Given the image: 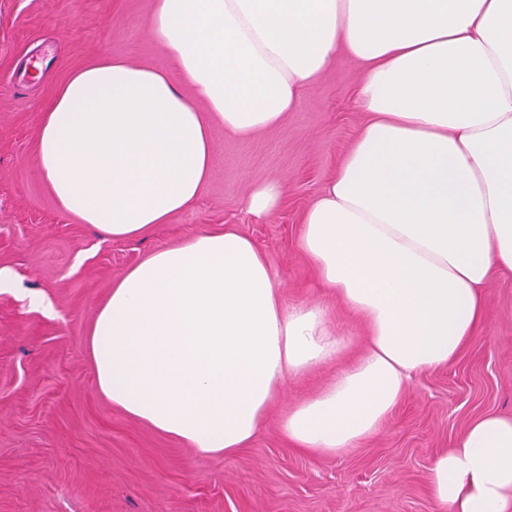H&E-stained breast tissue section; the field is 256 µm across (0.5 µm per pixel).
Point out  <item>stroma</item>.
<instances>
[{
    "mask_svg": "<svg viewBox=\"0 0 512 512\" xmlns=\"http://www.w3.org/2000/svg\"><path fill=\"white\" fill-rule=\"evenodd\" d=\"M154 0H0V512H441L427 481L435 455L477 417L512 416V280L487 287L488 314L445 368L418 376L375 436L340 454L296 448L288 411L318 395L338 367L288 381L264 430L236 454L208 456L135 421L98 390L91 332L113 283L147 254L236 225L281 278L286 302L320 307L358 352L362 319L320 288L297 242L301 216L354 141L363 69L339 57L277 128L238 139L214 131L200 201L136 239H112L61 210L37 166L45 104L75 69L122 55L175 71L148 33ZM49 61L29 79L32 60ZM273 178L287 194L258 223L250 190ZM36 292L53 305L30 307Z\"/></svg>",
    "mask_w": 512,
    "mask_h": 512,
    "instance_id": "stroma-1",
    "label": "stroma"
}]
</instances>
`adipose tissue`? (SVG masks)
Returning <instances> with one entry per match:
<instances>
[{
  "mask_svg": "<svg viewBox=\"0 0 512 512\" xmlns=\"http://www.w3.org/2000/svg\"><path fill=\"white\" fill-rule=\"evenodd\" d=\"M148 32L175 72L103 58L43 113L37 164L59 207L113 239L168 223L201 198L214 125L233 138L277 127L347 55L365 71V119L304 211L299 247L367 342L346 362L323 311L285 302L228 224L113 284L92 332L97 387L134 420L228 457L288 379L337 362L282 428L340 453L376 434L417 376L457 360L488 284L512 275V0H156ZM428 482L442 512H512V416L475 419Z\"/></svg>",
  "mask_w": 512,
  "mask_h": 512,
  "instance_id": "obj_1",
  "label": "adipose tissue"
}]
</instances>
